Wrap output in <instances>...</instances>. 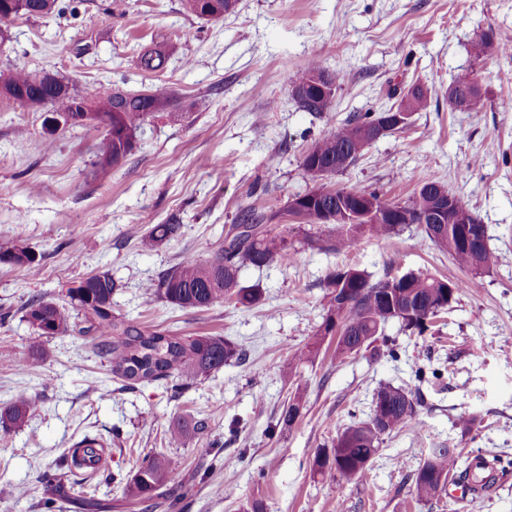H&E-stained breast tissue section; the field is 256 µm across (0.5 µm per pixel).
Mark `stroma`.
I'll return each instance as SVG.
<instances>
[{
  "mask_svg": "<svg viewBox=\"0 0 512 512\" xmlns=\"http://www.w3.org/2000/svg\"><path fill=\"white\" fill-rule=\"evenodd\" d=\"M63 15L20 17L1 25L8 40L0 70H47L76 89L109 84L143 91L158 84L176 96L138 131L121 165L96 164L102 128L42 129V111L0 98V245L20 241L39 271L0 264V404L17 392L34 402L29 420L0 444V485L11 496L0 512H45L46 471L84 435L104 441L115 476L73 483L70 497L94 495L98 512H147L127 483L144 454L180 459L168 483L177 512H512V55L476 56L488 29L512 34V0H239L235 14L208 21L182 0H61ZM170 49L163 71H144L139 52ZM343 74L331 108L303 111L285 69L311 61ZM479 86L484 106L460 112L448 87L460 76ZM415 84L430 104L408 128L378 139L328 186L379 190L406 199L429 174L484 224L500 255L490 274L471 278L420 231L385 240L363 236L350 251L323 252L290 233L294 261L240 270L259 302L228 301L206 310L149 298L144 286L186 260L212 258L243 210L285 224L294 196L315 186L304 150L350 114L398 103ZM177 222V238L153 250L140 238L151 225ZM349 266L371 279L423 271L466 287L423 335L386 329L392 354L334 356L327 337L314 361L294 354L310 343L328 305L324 279ZM118 282L113 307L145 326L186 335L224 336L248 352L171 398L164 384L133 389L112 380L108 362L73 336L39 340L25 304L66 290L92 273ZM412 391L414 425L384 435L361 481L337 492L316 474L337 435L368 420L379 387ZM301 413L281 414L293 397ZM477 415V428L460 420ZM180 443L167 440L169 429ZM506 462L489 489L455 502L408 492L430 449Z\"/></svg>",
  "mask_w": 512,
  "mask_h": 512,
  "instance_id": "1",
  "label": "stroma"
}]
</instances>
